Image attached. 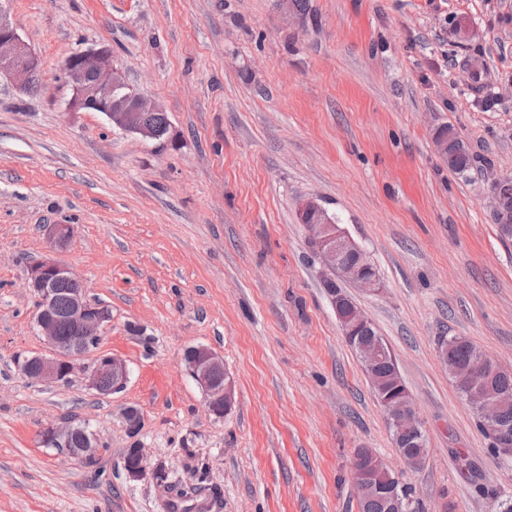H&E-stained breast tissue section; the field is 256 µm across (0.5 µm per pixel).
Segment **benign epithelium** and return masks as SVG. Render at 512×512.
<instances>
[{"mask_svg":"<svg viewBox=\"0 0 512 512\" xmlns=\"http://www.w3.org/2000/svg\"><path fill=\"white\" fill-rule=\"evenodd\" d=\"M9 2L0 0V77L8 78L15 88L26 93L31 84V74L40 66V59L31 46L21 37L12 18ZM63 70L66 82L73 94L68 102L71 112H100L107 122L123 131L135 133L144 139H155L156 133L144 121L147 112H161L163 107L140 92H121L125 87L119 71L112 68L111 51L102 46L80 50L66 58ZM503 177L492 179L489 204L493 215L501 217L503 232L512 231V210L506 207V198L500 194L497 184ZM299 212L313 216L309 231L316 250V257L325 270V280H336L350 288L376 293L381 290V280L369 272L373 264L364 248L355 241L341 225L335 223L314 200L303 203ZM73 235L69 224L52 225V244L61 248ZM351 250L357 254L356 262L341 264L337 261L340 253ZM75 279L73 272L63 263L47 258L32 267L28 273V287L39 299L35 324L50 348L48 356H34L20 365L21 374L36 381L66 382L80 372L87 380L89 389L97 393L113 394L122 390L128 381L129 371L124 361L109 355L97 356L92 364L84 363L85 357L95 349L101 340V330L108 320V313L101 305L90 303L85 291L73 294L63 312L54 307L57 287L60 283ZM350 305V313L338 316L344 336L351 335L355 323L361 331L372 327L366 313L357 305L350 294L343 295ZM70 326L72 336L64 342L58 336L59 321ZM370 380H375L373 370L384 355L378 343H355ZM185 362L190 375L201 387L208 411L217 418L224 416L234 401V384L224 368V358L206 346H193L186 351ZM498 363L487 355L473 358L468 365L457 372L456 384L464 390L465 400L471 404L497 443L498 455L512 459V428L500 422L499 416L504 404L512 401V391L504 389L494 393L483 391L487 379L500 372ZM388 424L393 430V439L399 441L406 432L418 427L417 416L409 391L397 396L384 395L380 399ZM42 442L48 446L68 449V454L84 463L96 459L99 448L94 438L81 433V428L70 422L64 426H49L44 429ZM130 452L138 459V465H125L128 477L140 479L147 473V457L142 449L132 448ZM355 467L357 490L368 484L366 470L372 468L377 455L370 448L362 449V458ZM389 512H410L411 500L400 495L397 486L388 485L385 492Z\"/></svg>","mask_w":512,"mask_h":512,"instance_id":"obj_1","label":"benign epithelium"}]
</instances>
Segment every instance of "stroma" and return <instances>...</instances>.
Listing matches in <instances>:
<instances>
[{"label":"stroma","instance_id":"1","mask_svg":"<svg viewBox=\"0 0 512 512\" xmlns=\"http://www.w3.org/2000/svg\"><path fill=\"white\" fill-rule=\"evenodd\" d=\"M12 9L41 72L28 94L0 81V512H170L163 485L127 476L131 448L169 480L205 483L192 512H360V448L421 512H491L512 496V460L493 454L438 352L462 336L512 371V241L488 198L491 177L512 174V0H310L297 18L276 0ZM101 46L163 106L165 139L67 110L62 62ZM446 123L477 158L467 175L434 151ZM308 198L380 275L381 292L354 298L412 395L422 469L403 464L339 329L298 217ZM52 224L74 226L55 255L111 311L98 350L128 367L118 393L19 370L47 351L27 277ZM198 345L235 384L220 419L185 365ZM69 422L93 434L95 465L43 444Z\"/></svg>","mask_w":512,"mask_h":512}]
</instances>
